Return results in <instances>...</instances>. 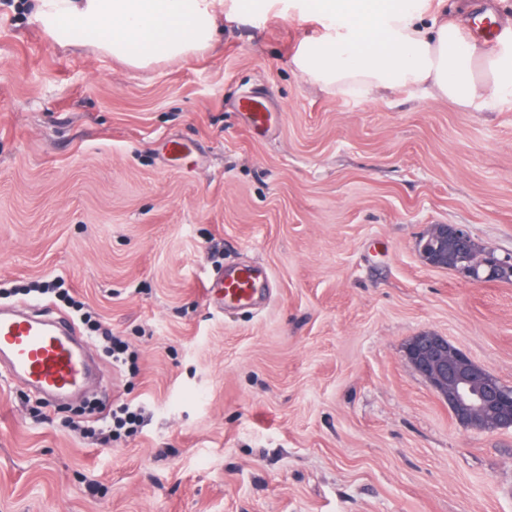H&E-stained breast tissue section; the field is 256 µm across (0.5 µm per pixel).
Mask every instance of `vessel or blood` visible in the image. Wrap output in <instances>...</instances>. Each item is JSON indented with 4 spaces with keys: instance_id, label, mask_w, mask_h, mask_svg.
I'll return each mask as SVG.
<instances>
[{
    "instance_id": "vessel-or-blood-1",
    "label": "vessel or blood",
    "mask_w": 512,
    "mask_h": 512,
    "mask_svg": "<svg viewBox=\"0 0 512 512\" xmlns=\"http://www.w3.org/2000/svg\"><path fill=\"white\" fill-rule=\"evenodd\" d=\"M252 127H263L268 119V101L256 96L241 99ZM264 277L245 265L212 277L205 286L208 297L227 309L252 306ZM0 358L10 373L50 402L65 399L79 390L86 377L83 351L73 341V330L65 321L46 315H31L26 307L0 309Z\"/></svg>"
}]
</instances>
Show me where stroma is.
<instances>
[{
    "instance_id": "obj_1",
    "label": "stroma",
    "mask_w": 512,
    "mask_h": 512,
    "mask_svg": "<svg viewBox=\"0 0 512 512\" xmlns=\"http://www.w3.org/2000/svg\"><path fill=\"white\" fill-rule=\"evenodd\" d=\"M315 31L272 11L134 69L0 0V306L64 278L137 356L98 362L92 413L0 364V512H512V430L461 427L405 356L432 331L512 385V283L417 249L449 224L512 255V107L319 88ZM265 94L255 134L233 103ZM241 264L265 300L212 304ZM141 406L132 403H126L112 410V426L108 440L117 441L122 436H129L137 431L140 424L142 413Z\"/></svg>"
}]
</instances>
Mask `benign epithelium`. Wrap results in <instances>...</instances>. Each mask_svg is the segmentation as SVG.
<instances>
[{"label":"benign epithelium","instance_id":"1","mask_svg":"<svg viewBox=\"0 0 512 512\" xmlns=\"http://www.w3.org/2000/svg\"><path fill=\"white\" fill-rule=\"evenodd\" d=\"M419 251L431 267L447 268L475 282L512 279V258L476 253L463 228L435 224L420 240ZM405 354L414 370L448 403V410L464 428L478 431L512 429V386L503 384L473 361L448 338L423 331L412 337Z\"/></svg>","mask_w":512,"mask_h":512}]
</instances>
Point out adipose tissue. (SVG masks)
<instances>
[{"label": "adipose tissue", "instance_id": "obj_1", "mask_svg": "<svg viewBox=\"0 0 512 512\" xmlns=\"http://www.w3.org/2000/svg\"><path fill=\"white\" fill-rule=\"evenodd\" d=\"M281 0H35L56 42H91L134 67L211 46L219 19L268 12ZM319 23L293 59L312 83L375 97L403 87L494 111L512 104V46L477 49L463 26L433 18L429 0H300Z\"/></svg>", "mask_w": 512, "mask_h": 512}]
</instances>
